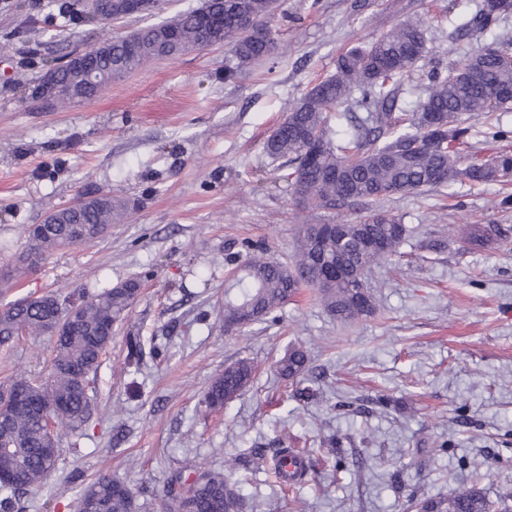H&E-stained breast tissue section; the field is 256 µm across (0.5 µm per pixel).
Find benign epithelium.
Returning <instances> with one entry per match:
<instances>
[{
	"instance_id": "7a95c632",
	"label": "benign epithelium",
	"mask_w": 512,
	"mask_h": 512,
	"mask_svg": "<svg viewBox=\"0 0 512 512\" xmlns=\"http://www.w3.org/2000/svg\"><path fill=\"white\" fill-rule=\"evenodd\" d=\"M158 0H87V17L96 21L118 22L132 16L152 14ZM112 55V41L101 42L88 50L72 54L49 67L40 77L35 98L46 108L61 102V87L67 86L75 102L90 100L111 86L100 60ZM95 196L79 193L47 214L45 224H71Z\"/></svg>"
}]
</instances>
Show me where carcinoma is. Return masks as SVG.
Returning a JSON list of instances; mask_svg holds the SVG:
<instances>
[{
    "mask_svg": "<svg viewBox=\"0 0 512 512\" xmlns=\"http://www.w3.org/2000/svg\"><path fill=\"white\" fill-rule=\"evenodd\" d=\"M200 8L224 14V32L203 31L191 9L158 24L141 27L112 43V72L122 77L143 63L167 59L217 44L229 48L224 74L233 78L242 68L269 58L275 39L266 18L278 0H202ZM512 13V0H480L456 31L472 35L495 27ZM183 33L181 42L166 39L164 28ZM430 52L427 22L422 18L395 23L371 42L346 50L335 72L315 83L288 111L265 145L272 159L288 158L296 165L294 193L318 209L360 202L373 207L366 217L343 224L342 236L312 232L301 226L291 262L267 254L246 255L233 284L224 290V325L242 331L262 322L295 296L302 286L318 291L320 302L336 320L350 323L372 315L375 303L366 278L373 267L394 257L409 236L401 219L377 210L387 196L435 190L454 181H501L512 177V153L500 151L486 160L467 159L473 117L489 118L511 112L512 39L470 44L448 69L426 72L424 93L408 118L395 115L405 80ZM129 204L110 195L93 202L81 215L88 229L86 242L99 239L122 219ZM71 224H52L40 231L25 228L27 252L0 272V286L11 288L33 265L31 257L74 244ZM500 228L479 224L463 229L469 244L485 248ZM334 264L336 278L322 283L324 269ZM139 297L137 279L88 295L78 293L76 319L61 323L71 297L48 293L26 305L19 300L0 306V351L13 348L19 333L37 338L58 330L54 357L47 378L20 370L0 385V475H16L13 483L0 482V512H27V496L37 493L59 461L61 431L77 432L88 426L91 415L92 377L112 342V328L124 320ZM307 357L300 346L289 348L277 361L278 375L291 382L304 374ZM255 367L246 358L224 367L208 387L205 402L212 410L226 404V396L242 393L254 379ZM21 390L26 402H13ZM312 448L249 449L239 458L244 466L260 468L272 462V473L282 489L318 476ZM300 460L290 473L289 459ZM150 495L162 512H243L244 497L222 470L200 473L185 494L170 488L160 495L143 486L138 492L124 482L98 477L79 497L78 506L92 512H137V497ZM418 512H512V494L491 500L474 483L452 498L415 497Z\"/></svg>",
    "mask_w": 512,
    "mask_h": 512,
    "instance_id": "obj_1",
    "label": "carcinoma"
}]
</instances>
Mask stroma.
Instances as JSON below:
<instances>
[{
  "mask_svg": "<svg viewBox=\"0 0 512 512\" xmlns=\"http://www.w3.org/2000/svg\"><path fill=\"white\" fill-rule=\"evenodd\" d=\"M458 0H279L267 24L275 54L224 78L227 47L151 61L94 100L39 108L30 93L62 60L146 23L82 24L55 0H0V269L27 248L24 229L75 194L130 200L125 219L94 243L46 253L0 305L46 292L88 293L128 277L142 288L112 328L85 436H62L59 463L29 512H75L99 474L133 487L187 488L252 444L287 440L355 453L317 481L280 492L264 474L231 470L256 512H405L408 494L449 497L480 481L512 493V182H455L386 197L381 210L410 230L398 264L375 267L374 315L336 322L304 288L266 321L225 334L229 269L254 247L290 258L300 225L353 220L360 204L312 210L293 193L294 168L263 146L292 104L332 74L338 56L396 22L432 20L426 65L415 68L398 115L422 95L427 68L467 49L451 38ZM497 224L475 251L452 227ZM140 337L138 359L127 339ZM54 341L23 338L0 352V381L47 375ZM302 346L318 399H284L276 361ZM251 359L250 386L223 409L204 402L225 366ZM385 395L390 405L377 406Z\"/></svg>",
  "mask_w": 512,
  "mask_h": 512,
  "instance_id": "obj_1",
  "label": "stroma"
}]
</instances>
